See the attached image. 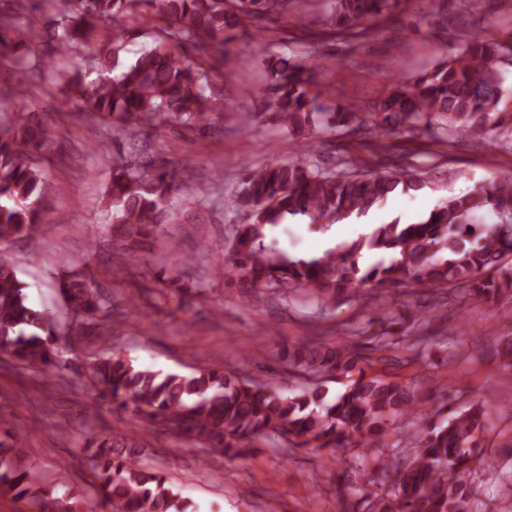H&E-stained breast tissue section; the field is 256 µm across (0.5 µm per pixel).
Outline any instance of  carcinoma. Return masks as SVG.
Listing matches in <instances>:
<instances>
[{
  "instance_id": "obj_1",
  "label": "carcinoma",
  "mask_w": 512,
  "mask_h": 512,
  "mask_svg": "<svg viewBox=\"0 0 512 512\" xmlns=\"http://www.w3.org/2000/svg\"><path fill=\"white\" fill-rule=\"evenodd\" d=\"M43 0L38 12L20 22L0 9V46L17 57L34 59L44 79L74 57L81 47L94 49L96 77H81L74 106L126 135L127 156L112 166L106 188L112 229V268L129 271L149 241L157 240L174 216L175 195L183 181L160 155L149 154L147 139L169 124L212 128L224 118L219 107L212 52H224L237 29L265 31L295 8L296 0ZM485 17L499 11L502 0H464ZM393 0H332L321 39L361 36L370 24L392 14ZM57 17L54 35L44 39L49 16ZM112 24V38L98 43L97 30ZM502 38L473 35L444 60L412 81L394 82L368 112L354 105L326 112L319 104L316 60L284 53L271 64L273 94L266 108L302 139L300 158L272 160L245 172L228 204L244 213L227 241L225 267L240 287H275L283 296L302 289L325 308L359 295L364 286L409 285L433 309L461 288L481 301L512 298V176L492 179L463 194L451 195L417 223L379 224L367 237L328 249L311 259L293 256L267 238L265 229L303 217L323 230L356 214H366L391 194L418 191L425 175L398 158L404 135L448 134L474 139L477 147L495 136L512 139V109L503 105V78L497 62L512 47V14ZM149 37L130 64L122 53L130 37ZM196 53V64L180 60L174 50ZM369 130L368 145L381 169L360 171L351 165L328 174L309 160L314 142L337 129ZM54 143L35 113H17L0 132V243L27 240L38 248L43 185L50 169L41 165ZM491 211L497 221H485ZM365 251L389 257L363 265ZM60 295L76 319L75 336L59 344L54 316L28 300L15 268L0 260V350L15 364L48 378L65 364L71 351L91 335L105 340L101 328L112 324L94 277L84 267H69L58 279ZM427 308V309H429ZM427 309L402 312L378 309L360 344L299 340L288 348V364L298 374L347 376L360 363L359 377L328 400L316 383L286 394L214 365L190 374L153 371L134 365L122 354H103L90 364L89 377L98 396L133 410L141 420L160 423L197 441L213 455L237 456L258 438L281 440L292 447H376L387 453L376 461L391 491L377 500L380 512H471L468 474L486 464L475 433L491 425V411L476 405L444 418L423 413L412 389L374 364L392 358L388 350L409 321L430 324ZM419 418L408 447L388 442V423L398 416ZM86 452L93 462L99 505L109 512H181L182 499L165 477L138 463L135 439L98 435ZM0 490L38 512H77L80 501L69 492L49 493L37 480L27 457L0 442Z\"/></svg>"
}]
</instances>
